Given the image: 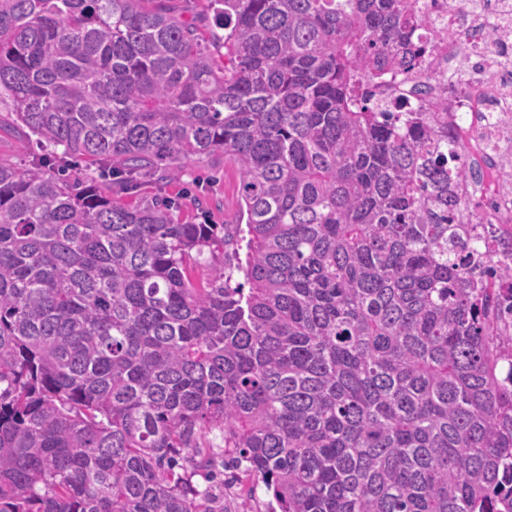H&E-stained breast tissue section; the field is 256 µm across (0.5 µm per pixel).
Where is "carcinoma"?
<instances>
[{"label":"carcinoma","instance_id":"obj_1","mask_svg":"<svg viewBox=\"0 0 512 512\" xmlns=\"http://www.w3.org/2000/svg\"><path fill=\"white\" fill-rule=\"evenodd\" d=\"M415 2L0 0L45 150L0 163V512H227L219 457L279 512H512V263L482 224L471 275L448 126L365 91ZM217 151L243 225L119 198ZM175 3L184 18L193 19L204 32H212L213 12L208 0H176Z\"/></svg>","mask_w":512,"mask_h":512}]
</instances>
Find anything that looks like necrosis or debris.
Masks as SVG:
<instances>
[{"mask_svg":"<svg viewBox=\"0 0 512 512\" xmlns=\"http://www.w3.org/2000/svg\"><path fill=\"white\" fill-rule=\"evenodd\" d=\"M430 23L419 68L423 90L400 79L370 87L390 112L444 111L478 179L453 193L478 205L483 223L512 245V0H417Z\"/></svg>","mask_w":512,"mask_h":512,"instance_id":"1","label":"necrosis or debris"}]
</instances>
